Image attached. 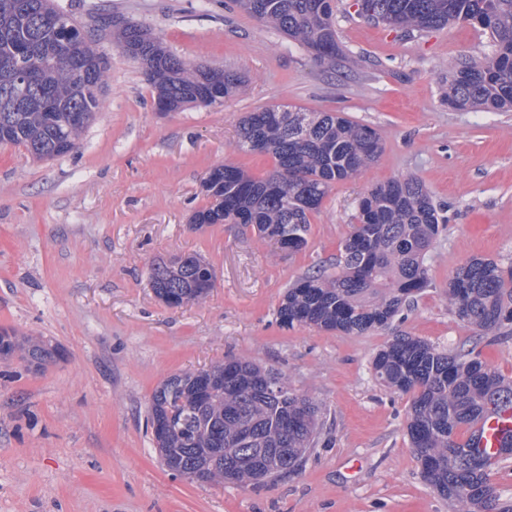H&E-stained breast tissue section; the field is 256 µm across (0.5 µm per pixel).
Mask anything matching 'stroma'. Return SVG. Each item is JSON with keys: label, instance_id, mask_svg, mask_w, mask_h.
<instances>
[{"label": "stroma", "instance_id": "obj_1", "mask_svg": "<svg viewBox=\"0 0 512 512\" xmlns=\"http://www.w3.org/2000/svg\"><path fill=\"white\" fill-rule=\"evenodd\" d=\"M62 2L109 64L76 149L37 160L0 148V328L59 352L41 371L17 353L0 358V512H454L421 476L410 395L380 384L372 361L405 333L441 351L477 348L512 378V335L477 336L448 300L461 264L512 262V112L448 104L449 59L487 55L488 36L466 24L409 34L336 0L346 56L328 65L233 0ZM100 14L244 84L221 104L158 112L141 65L98 30ZM273 105L341 112L383 139L377 162L333 185L297 252L248 224L191 225L213 167L273 171L270 156L238 146L240 119ZM405 176L426 185L444 224L426 257L430 287L387 331L283 327L287 289L335 274L363 193ZM185 255L212 267L214 286L171 307L151 288V266ZM232 358L281 373L319 404L320 442L298 474L240 487L163 466L147 424L153 391Z\"/></svg>", "mask_w": 512, "mask_h": 512}]
</instances>
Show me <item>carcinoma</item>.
<instances>
[{
  "mask_svg": "<svg viewBox=\"0 0 512 512\" xmlns=\"http://www.w3.org/2000/svg\"><path fill=\"white\" fill-rule=\"evenodd\" d=\"M50 2L60 25L41 22ZM0 0V146L24 148L51 159L77 147L80 134L100 108L107 62L70 25L72 15L56 0ZM260 22L286 35L315 59L331 64L342 57L336 38L335 0H235ZM358 15L407 32H429L466 23L488 35L492 51L482 58L448 63V104L457 109L512 111V0H356ZM132 22L113 31L119 48L143 65L157 106L177 112L188 106L221 104L243 84L236 72L188 67L152 36H138ZM53 48L57 64L37 57L29 65L41 84L29 89L27 103L16 102L4 62L31 39ZM79 46L86 70L69 67L70 46ZM50 89L63 111H43L41 93ZM240 146L272 157L274 170L255 178L224 164L210 170L204 190L210 206L194 223L253 224L280 248L307 245L309 215L332 186L349 180L380 157L378 131L337 112H302L269 106L240 122ZM442 219L426 186L417 178H396L370 188L360 199L356 224L336 256V275L305 276L288 288L278 308L285 327L295 325L362 335L387 329L430 286L427 253ZM212 269L196 256L159 262L150 283L170 307L205 297L213 287ZM448 298L458 319L482 336L512 329V263L473 258L448 281ZM21 346L16 334L0 329V357ZM27 362L40 371L51 360L43 344L24 348ZM372 369L384 386L413 395L407 432L427 485L447 498L456 512H512L489 479L492 465L508 455L460 441L457 431L482 416L512 412V379L492 370L475 350L444 352L405 334L392 336L376 353ZM320 407L290 389L284 378L257 364L230 359L197 372L164 380L153 392L148 421L166 467L182 475L201 473L203 482L249 485L261 482L258 466L278 464L300 471L317 443Z\"/></svg>",
  "mask_w": 512,
  "mask_h": 512,
  "instance_id": "obj_1",
  "label": "carcinoma"
}]
</instances>
